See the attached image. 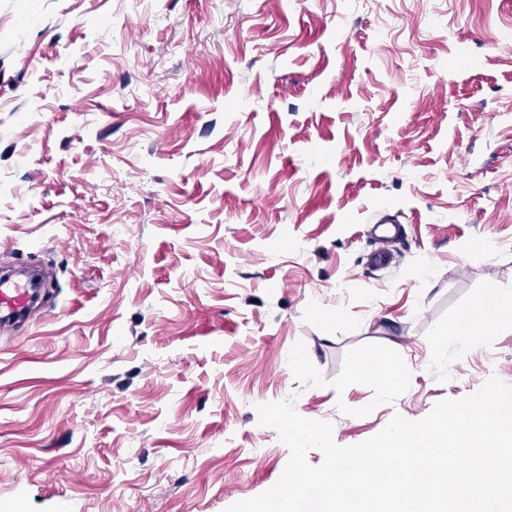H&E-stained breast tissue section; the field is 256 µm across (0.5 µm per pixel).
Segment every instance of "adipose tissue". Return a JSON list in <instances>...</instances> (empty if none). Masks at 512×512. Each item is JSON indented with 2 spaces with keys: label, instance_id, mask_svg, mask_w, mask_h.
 <instances>
[{
  "label": "adipose tissue",
  "instance_id": "adipose-tissue-1",
  "mask_svg": "<svg viewBox=\"0 0 512 512\" xmlns=\"http://www.w3.org/2000/svg\"><path fill=\"white\" fill-rule=\"evenodd\" d=\"M500 325L512 328V289L490 285L479 300L458 312L448 331L440 333L439 347L474 343Z\"/></svg>",
  "mask_w": 512,
  "mask_h": 512
}]
</instances>
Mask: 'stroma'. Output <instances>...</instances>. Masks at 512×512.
<instances>
[{
  "instance_id": "obj_1",
  "label": "stroma",
  "mask_w": 512,
  "mask_h": 512,
  "mask_svg": "<svg viewBox=\"0 0 512 512\" xmlns=\"http://www.w3.org/2000/svg\"><path fill=\"white\" fill-rule=\"evenodd\" d=\"M5 264L0 512H224L260 404L346 446L512 384V328L437 348L512 286V0H0ZM382 227L378 233L374 234V240L377 245L372 253L371 262L376 267L385 266L390 259V251L388 246L392 243L398 235L397 225H377V228ZM29 288H21L10 280L0 281V327L1 332L9 331L11 322L24 316L30 305ZM23 312L20 316H16Z\"/></svg>"
}]
</instances>
